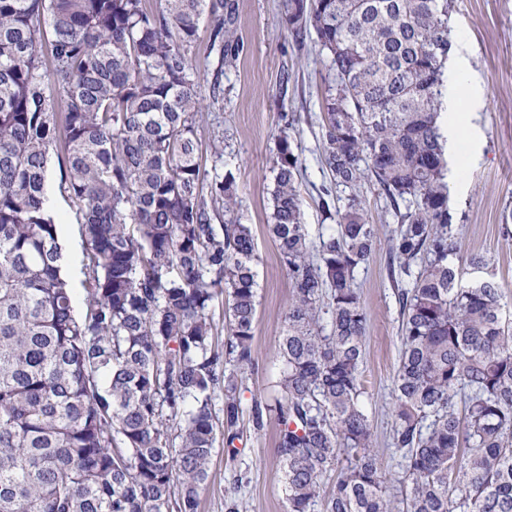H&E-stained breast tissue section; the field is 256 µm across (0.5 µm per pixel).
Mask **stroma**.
Instances as JSON below:
<instances>
[{"instance_id": "obj_1", "label": "stroma", "mask_w": 512, "mask_h": 512, "mask_svg": "<svg viewBox=\"0 0 512 512\" xmlns=\"http://www.w3.org/2000/svg\"><path fill=\"white\" fill-rule=\"evenodd\" d=\"M243 45L236 66L225 70L218 102H205L196 115L201 145L221 141L224 166L236 176L243 223L256 243L257 319L255 370L241 376L237 395L243 411L242 434L234 452L216 446L198 512H285L286 500L276 459L277 420L265 416L255 429V400L275 395L281 367L278 336L288 305L290 279L277 242L267 228L271 212L272 156L280 132H287L300 160L303 221L311 234L331 218L320 198L331 187L322 156L325 96L330 81L316 36L293 44L282 15V0H235ZM453 48L467 64L460 82L467 95L464 137L451 161L449 207L460 226L461 254L479 253L512 303V0H455L448 19ZM294 117L285 128V117ZM61 172L51 164L48 194L64 219L60 243L70 257L64 272L77 297H84V242L79 217L60 191ZM361 195L378 228L375 253L356 275V286L368 315L362 365L361 400L391 486L402 470L392 446L395 402L392 380L401 352L400 307L387 277V240L395 227L384 201L372 188Z\"/></svg>"}]
</instances>
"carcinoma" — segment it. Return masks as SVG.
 <instances>
[{"label":"carcinoma","instance_id":"carcinoma-1","mask_svg":"<svg viewBox=\"0 0 512 512\" xmlns=\"http://www.w3.org/2000/svg\"><path fill=\"white\" fill-rule=\"evenodd\" d=\"M282 10L295 43L313 32L329 59L323 154L347 193L313 244L281 132L268 230L291 282L276 400L286 512L321 500L324 512H512V318L485 256L460 255L448 208L452 0ZM204 20L219 78L241 52L234 0H0V512H198L218 435L238 438L256 249L223 147L207 166L196 138ZM61 132V188L85 240L82 315L47 205ZM365 184L397 221L399 496L361 403L368 318L355 279L377 237Z\"/></svg>","mask_w":512,"mask_h":512}]
</instances>
